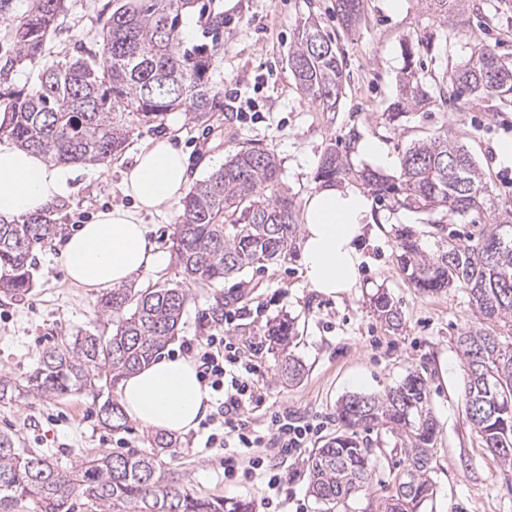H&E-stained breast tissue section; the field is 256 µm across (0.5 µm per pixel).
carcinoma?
Wrapping results in <instances>:
<instances>
[{"instance_id": "obj_1", "label": "carcinoma", "mask_w": 512, "mask_h": 512, "mask_svg": "<svg viewBox=\"0 0 512 512\" xmlns=\"http://www.w3.org/2000/svg\"><path fill=\"white\" fill-rule=\"evenodd\" d=\"M191 0H115L101 29L102 60L93 56L56 59L42 67L39 83L25 95L9 96L3 111L11 122L0 127L20 145L60 163H97L122 152L133 125L150 124L185 109L196 123L224 109L208 78L211 55L186 48L179 19ZM450 30L466 24L464 0H420ZM64 0H32L11 30L16 57L41 62L47 38ZM346 28L364 17L363 0H336ZM289 61L301 91L326 112L336 111L347 76L343 59L317 21H299ZM452 91L433 94L426 77L405 67L397 99L386 120L399 125L413 110L442 108L467 94L512 107V61L486 44H476L467 61L448 73ZM345 150L328 148L316 179L361 181L379 199L414 209L449 213L483 212L489 224L477 239L454 236L433 254L407 229L398 240V262L424 293L465 286L476 322L458 337L467 381V419L501 462L512 467V201L489 193L484 174L468 147L443 131L418 140L404 152L399 175L358 170ZM279 165L272 151L256 146L236 152L222 167L197 181L184 197L172 251L190 283H216L257 264L272 263L291 251L297 231L295 205L279 188ZM65 225L53 214L0 220V293L23 298L33 285L37 249L61 235ZM189 300L180 286L136 289L122 286L102 295L98 310L112 321V335L78 334L46 351L33 371L18 380L0 376V402L24 393L39 399L103 391L155 358L178 335ZM374 312L397 330L402 314L385 292L371 298ZM294 326L284 321L270 336L286 347ZM302 364L281 359V375L298 379ZM102 423L125 426L121 407L106 400ZM340 431L311 455L309 490L333 512L369 490L380 455L359 440L357 430L375 426L401 437L404 466L390 472L389 492L372 512H421L434 496L436 423L427 407L426 382L411 373L381 396L353 394L336 404ZM85 500L100 512H252L245 501L199 496L162 470L158 454H95L77 467L50 461L19 447L16 434L0 431V512H16L22 501L35 512H75Z\"/></svg>"}]
</instances>
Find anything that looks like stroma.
<instances>
[{
  "instance_id": "35a3bbf8",
  "label": "stroma",
  "mask_w": 512,
  "mask_h": 512,
  "mask_svg": "<svg viewBox=\"0 0 512 512\" xmlns=\"http://www.w3.org/2000/svg\"><path fill=\"white\" fill-rule=\"evenodd\" d=\"M31 0H13L0 16V94L26 92L38 83L39 65L14 63L10 31L13 19ZM113 0H65L64 12L44 46V56L100 54V31ZM336 0H235L225 10L223 0H195L180 25L184 46L211 45L209 79L223 96V111L199 126L185 111L170 112L162 122L137 128L121 154L104 163L73 165L70 192L64 198L62 221L77 231L102 209L130 206L121 189L125 170L148 140L170 136L187 157L190 182L221 167L241 146L254 143L276 156L281 187L295 206L318 183L320 158L329 146L343 148L349 130L378 140L394 161L388 174H397V160L415 141L448 130L466 144L484 173L494 197L512 198V165L499 149L512 142V109L473 100L460 109L431 107L412 112L399 126L385 120L406 64L404 44L415 47V63L432 77L445 75L484 43L502 57L512 58V4L504 0H466L470 24L460 28L452 45L425 52L424 42L438 37L441 25L424 12L418 0H402L390 9L388 0H365L366 20L360 27L341 25ZM221 20L220 30L208 29L201 8ZM315 17L341 54L350 79L338 111L326 112L297 88L288 65V50L296 24ZM251 100L256 120L236 115L238 99ZM379 232L367 245L356 288L324 295L308 287L299 250L280 260L255 266L207 286L186 283L171 250L181 213L180 203L161 207L146 217L149 237L164 258L155 270L134 280L138 289L186 285L189 301L182 330L164 348L167 356L200 351L214 328L208 312L216 297H224L233 322L228 330L245 358L256 366L252 377L260 402L249 416L251 427L266 431L268 417L279 412L302 422H319V448L338 430L336 404L355 393L380 395L409 373H421L427 385L428 407L437 422L436 462L432 479L436 496L424 512H512V468L502 466L483 447L470 425L461 392L465 367L457 338L472 325L474 312L462 287L434 295L414 288L396 260L399 232L409 227L419 234L427 252H435L449 234L476 235L487 215H452L417 211L373 202ZM57 242L35 254V286L23 300L0 296V375L22 378L35 367L42 352L77 332L100 336L112 333L108 317L97 309V295L73 287L56 261ZM384 291L399 308L398 331L384 326L370 298ZM294 323L296 334L287 349L269 335L282 320ZM304 367L299 381L285 382L280 373L283 353ZM99 402L87 394L39 400L19 395L0 402V430L16 433L22 447L44 451L64 465L79 464L94 453L136 454L150 451L152 430L127 422L112 430L99 419ZM216 425L200 421L196 430L179 435L174 453L162 455V467L179 475L185 488L202 496L250 502L253 512H265V487L247 462H239L233 478L224 476V451L205 447Z\"/></svg>"
}]
</instances>
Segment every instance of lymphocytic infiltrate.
<instances>
[{
	"mask_svg": "<svg viewBox=\"0 0 512 512\" xmlns=\"http://www.w3.org/2000/svg\"><path fill=\"white\" fill-rule=\"evenodd\" d=\"M253 373V365L241 357L233 337L208 336L199 355V375L218 395L216 413L224 423V432L209 435L206 445L225 450L224 475L228 478L234 476L238 459L247 458L252 470L258 471L264 481L266 512H281L286 478L271 458L257 455L256 450L268 443L277 456L299 458L316 426L277 413L271 417L269 435L263 436L250 429L245 415L258 401Z\"/></svg>",
	"mask_w": 512,
	"mask_h": 512,
	"instance_id": "lymphocytic-infiltrate-1",
	"label": "lymphocytic infiltrate"
}]
</instances>
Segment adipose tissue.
<instances>
[{"instance_id":"1","label":"adipose tissue","mask_w":512,"mask_h":512,"mask_svg":"<svg viewBox=\"0 0 512 512\" xmlns=\"http://www.w3.org/2000/svg\"><path fill=\"white\" fill-rule=\"evenodd\" d=\"M71 171L43 154L0 137V218L10 221L50 208L69 192ZM189 179L180 148L168 138L146 143L125 171L122 191L132 207L98 212L64 240L57 261L70 285L105 291L158 265L146 215L177 202ZM376 234L372 202L357 188L325 184L306 197L299 250L313 290L336 294L357 286L365 244ZM119 402L141 427L170 433L194 429L211 409V395L187 357H161L130 372Z\"/></svg>"}]
</instances>
